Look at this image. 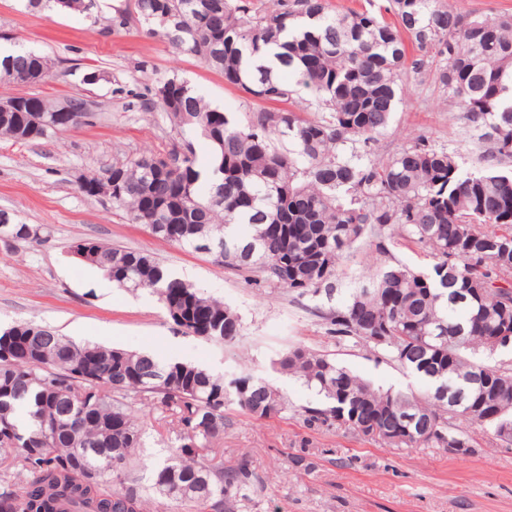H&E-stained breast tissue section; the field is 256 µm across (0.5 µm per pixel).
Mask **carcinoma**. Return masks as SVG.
Instances as JSON below:
<instances>
[{"label": "carcinoma", "mask_w": 512, "mask_h": 512, "mask_svg": "<svg viewBox=\"0 0 512 512\" xmlns=\"http://www.w3.org/2000/svg\"><path fill=\"white\" fill-rule=\"evenodd\" d=\"M96 0H27L34 12L89 16ZM386 22L372 9L333 11L328 0H126L108 30L139 25L260 101L293 107L243 118L221 110L178 75L132 94L178 132L210 142L199 160L184 140L165 154L143 152L112 166L107 196L159 241L208 246L228 269L299 297L330 296L347 250L375 247L397 229L436 262L375 269L349 302L325 317L353 339L412 372L421 394L373 386L327 354L293 346L276 369L315 391L309 424L344 428L389 448H461L489 426L512 445V15L483 17L448 0H388ZM52 60L25 51L0 79L33 83ZM434 74L444 101L486 146L476 171L423 134L382 156L376 143L410 95L409 74ZM305 92L312 102L301 106ZM62 100L27 97L0 111V139L29 144L61 132L42 123ZM82 262L132 291L147 290L185 335L227 345L239 315L174 276L148 250L86 237ZM0 512H147L132 466L144 429L138 409L172 417L175 450L152 481L155 493L193 512H237L254 480L249 463L224 469L214 451L224 408L262 419L287 409L284 396L253 376L228 377L185 361L77 344L33 320L0 331Z\"/></svg>", "instance_id": "obj_1"}]
</instances>
